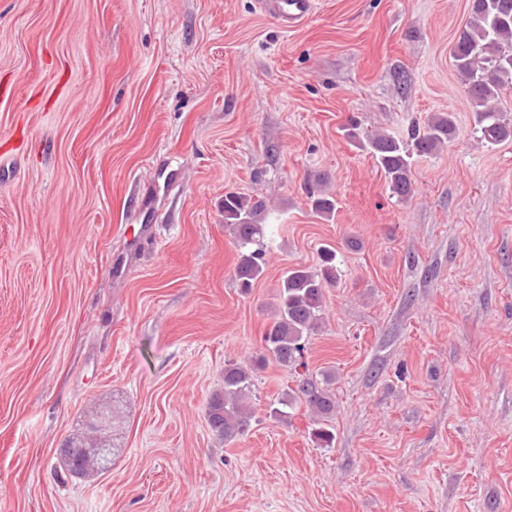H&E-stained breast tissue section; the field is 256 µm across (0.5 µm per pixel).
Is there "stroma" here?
Masks as SVG:
<instances>
[{"label":"stroma","mask_w":512,"mask_h":512,"mask_svg":"<svg viewBox=\"0 0 512 512\" xmlns=\"http://www.w3.org/2000/svg\"><path fill=\"white\" fill-rule=\"evenodd\" d=\"M314 2L286 31L257 0H0V139L29 135L0 153V512H512V140H479L453 66L469 0ZM440 112L458 134L405 201L342 132ZM230 190L268 205L246 294ZM325 244L332 446L305 407L270 417L271 361L217 439L225 363ZM109 406L111 472L72 477L58 448Z\"/></svg>","instance_id":"obj_1"}]
</instances>
